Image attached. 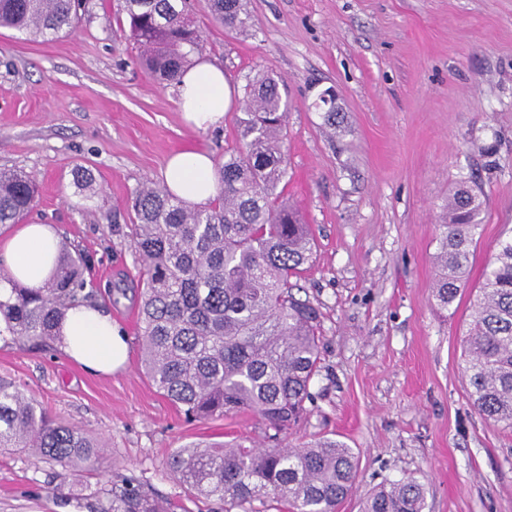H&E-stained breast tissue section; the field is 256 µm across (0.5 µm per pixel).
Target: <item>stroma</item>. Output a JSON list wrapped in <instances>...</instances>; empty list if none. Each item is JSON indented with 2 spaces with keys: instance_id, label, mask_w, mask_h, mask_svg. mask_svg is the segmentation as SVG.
<instances>
[{
  "instance_id": "35a3bbf8",
  "label": "stroma",
  "mask_w": 512,
  "mask_h": 512,
  "mask_svg": "<svg viewBox=\"0 0 512 512\" xmlns=\"http://www.w3.org/2000/svg\"><path fill=\"white\" fill-rule=\"evenodd\" d=\"M249 9L246 34L214 23L203 0L193 20L206 58L236 89L258 68L284 80V194L316 238L294 292L321 313L306 413L279 435L251 415L186 419L140 370L132 297L108 299L115 283L138 284L134 192L161 182L176 151L197 146L217 159L238 145L241 104L218 127H188L175 83L140 66L121 0H89L76 31L50 41L0 28V168L36 178L29 222L55 225L91 257L97 301L129 345L125 368L100 375L57 346L0 341V377L103 445L69 472L1 453L0 512H101L128 479L169 512H240L187 490L170 454L235 437L270 448L322 436L359 458L336 512H360L372 490L405 476L425 484L424 512H512V429L474 409L463 373L469 298L443 310L433 297L438 222L460 185L485 201L470 287L512 238V0H250ZM327 87L341 108L333 138L310 108ZM79 167L92 174L91 195L73 183Z\"/></svg>"
}]
</instances>
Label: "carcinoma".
I'll use <instances>...</instances> for the list:
<instances>
[{
	"label": "carcinoma",
	"mask_w": 512,
	"mask_h": 512,
	"mask_svg": "<svg viewBox=\"0 0 512 512\" xmlns=\"http://www.w3.org/2000/svg\"><path fill=\"white\" fill-rule=\"evenodd\" d=\"M87 0H0V27L35 40L74 31ZM228 31L251 27L248 0H206ZM129 37L150 75L175 81L207 50L189 0H124ZM278 76L259 70L244 87L239 145L215 167L219 193L190 206L148 180L131 200V234L143 267L138 316L144 374L157 391L194 419L247 411L280 433L304 415L319 371V314L292 293L290 278L311 265L315 241L279 186L287 174L282 130L288 118ZM310 107L336 129L339 106L330 88ZM35 180L0 169V227L20 224L33 208ZM484 201L461 185L439 225L434 299L446 309L468 285L471 247ZM78 251L59 244L52 277L26 288L0 267V336L25 343L57 339L65 310L97 296ZM463 371L473 407L512 427V239L498 245L484 281L470 298ZM0 448L34 451L66 471L101 446L52 418L14 382L0 378ZM167 466L193 493L241 507L273 498L286 512H336L353 491L357 458L347 444L323 438L298 448H254L226 442L187 445ZM426 490L408 476L382 485L362 512H424ZM105 512H167L131 482L112 491Z\"/></svg>",
	"instance_id": "cac0c4a2"
}]
</instances>
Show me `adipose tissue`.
Listing matches in <instances>:
<instances>
[{"instance_id": "1", "label": "adipose tissue", "mask_w": 512, "mask_h": 512, "mask_svg": "<svg viewBox=\"0 0 512 512\" xmlns=\"http://www.w3.org/2000/svg\"><path fill=\"white\" fill-rule=\"evenodd\" d=\"M235 99L223 69L206 58L178 84V106L185 123L205 130L224 121ZM166 188L190 204H204L217 192L214 161L203 149L188 147L173 153L163 172ZM59 237L52 225L22 224L0 242L12 277L21 284L41 287L52 275ZM61 350L84 369L109 374L122 369L128 359L126 336L104 308L80 303L70 306L59 332Z\"/></svg>"}]
</instances>
